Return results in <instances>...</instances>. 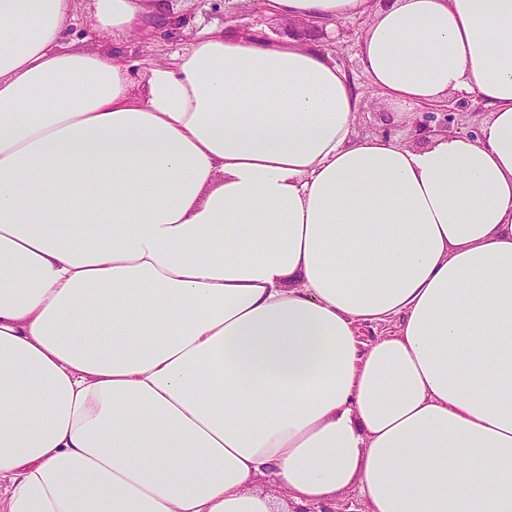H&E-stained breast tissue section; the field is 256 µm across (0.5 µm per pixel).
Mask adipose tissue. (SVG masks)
Wrapping results in <instances>:
<instances>
[{"mask_svg":"<svg viewBox=\"0 0 512 512\" xmlns=\"http://www.w3.org/2000/svg\"><path fill=\"white\" fill-rule=\"evenodd\" d=\"M256 6L489 115L360 137L328 50L231 26L137 91L167 0H92L95 50L0 0V512H512V0Z\"/></svg>","mask_w":512,"mask_h":512,"instance_id":"adipose-tissue-1","label":"adipose tissue"}]
</instances>
